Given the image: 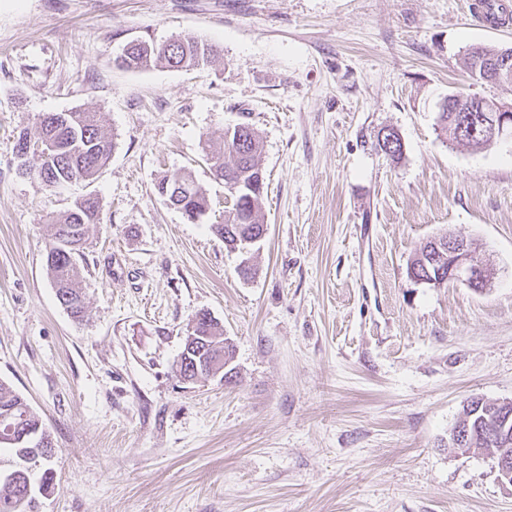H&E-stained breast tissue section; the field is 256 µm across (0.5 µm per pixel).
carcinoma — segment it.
I'll return each instance as SVG.
<instances>
[{
  "label": "carcinoma",
  "instance_id": "cac0c4a2",
  "mask_svg": "<svg viewBox=\"0 0 512 512\" xmlns=\"http://www.w3.org/2000/svg\"><path fill=\"white\" fill-rule=\"evenodd\" d=\"M171 50L164 51L159 44L149 40L130 42L124 48L122 65L128 69H144L153 64H164L172 69L194 68L205 65L219 55L216 46L196 39L177 38L170 44ZM508 58V69L503 71L501 84H512V46H479L465 53L462 66L476 83L485 82L483 70L491 61ZM480 98L475 95L457 93L448 95L439 105L437 126L450 144H462L473 151H483L491 145L480 139L466 143L454 136L457 117L465 110L474 108ZM68 125L47 129L40 127L31 137L23 132L19 135L16 148H28L24 159L27 173L34 174L44 183L57 179L56 187L63 188L73 182L92 179L109 160L113 142L100 124L97 113L70 111L66 113ZM263 145L253 129L243 123L224 131L222 146L204 147L211 164L214 178L219 180L242 178V192L233 197L232 205L224 211V223L212 225L214 233L224 240V245L239 248L237 241L242 237L260 233L264 220L260 214V198L264 189V176L258 159ZM38 164L31 165L30 157ZM179 186L180 193L172 201L190 221L203 218L210 209L207 190L191 174L184 173L173 178L165 177L157 184V191ZM99 221L97 198L86 196L75 201L73 207L51 220V238L47 248L46 266L56 286L60 304L67 305L70 314L79 319L85 313V297L80 287L79 260L83 258L88 240L89 227ZM431 246L426 243L408 265L410 278H431L436 275L432 259L425 254ZM195 330L201 336L200 353L179 359L176 372L180 378L195 377V367L208 362L210 357L232 360V345L224 338V329L218 322L193 319ZM471 414L470 405L464 404L460 421L469 426L471 444L468 448L491 452V442L486 438L490 433L494 417L490 412ZM40 419L30 404L6 382L0 381V437L7 429L19 425H35ZM7 450L12 456V467L8 475L0 473V512H35L37 495H47L54 489L52 469L43 470L39 483L32 482L27 460L32 456L46 463L54 455V447L46 430L25 444L13 445L0 441V452Z\"/></svg>",
  "mask_w": 512,
  "mask_h": 512
}]
</instances>
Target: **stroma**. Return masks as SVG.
<instances>
[{"instance_id": "1", "label": "stroma", "mask_w": 512, "mask_h": 512, "mask_svg": "<svg viewBox=\"0 0 512 512\" xmlns=\"http://www.w3.org/2000/svg\"><path fill=\"white\" fill-rule=\"evenodd\" d=\"M216 44L207 66L125 70L136 37ZM475 45L512 46L474 0H0V380L50 433L40 512H512L496 460L453 448L470 397L512 401V144L443 142L437 105ZM99 113L114 148L62 190L17 171L21 131ZM260 137L267 235L241 279L211 230L224 186L202 150ZM396 129L403 155L374 147ZM192 173L187 220L156 192ZM100 203L80 263L86 314L46 271L49 220ZM494 265L485 291L410 279L436 235ZM233 347L232 383L180 380L195 314ZM177 183H180L181 191L171 202L172 205L190 221L195 222L196 219H202L210 209V200L207 190L193 178L191 173H184L173 178L164 177L157 184V193L162 196L161 191L167 189L168 195L172 197L175 189L169 194L170 189Z\"/></svg>"}]
</instances>
